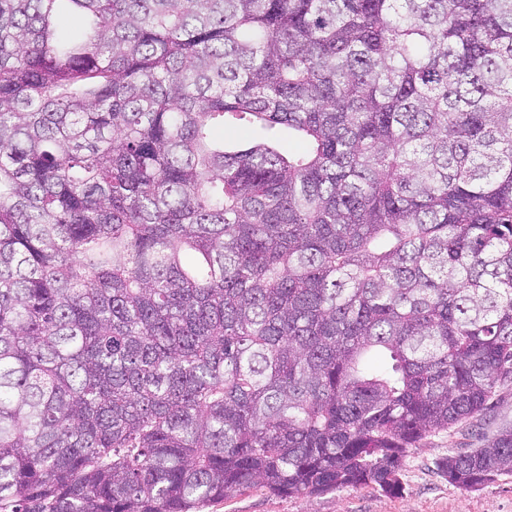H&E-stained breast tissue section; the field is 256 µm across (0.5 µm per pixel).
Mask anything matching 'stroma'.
Segmentation results:
<instances>
[{
    "label": "stroma",
    "instance_id": "1",
    "mask_svg": "<svg viewBox=\"0 0 512 512\" xmlns=\"http://www.w3.org/2000/svg\"><path fill=\"white\" fill-rule=\"evenodd\" d=\"M506 428L512 429V386L500 389L476 420L437 433L415 450L401 471L400 494L347 488L289 498L251 490L209 503L201 512H512V476L464 490L450 484L437 466L449 450L482 447Z\"/></svg>",
    "mask_w": 512,
    "mask_h": 512
}]
</instances>
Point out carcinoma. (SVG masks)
I'll return each mask as SVG.
<instances>
[{
    "instance_id": "obj_1",
    "label": "carcinoma",
    "mask_w": 512,
    "mask_h": 512,
    "mask_svg": "<svg viewBox=\"0 0 512 512\" xmlns=\"http://www.w3.org/2000/svg\"><path fill=\"white\" fill-rule=\"evenodd\" d=\"M511 384L512 0H0V512L391 493Z\"/></svg>"
}]
</instances>
